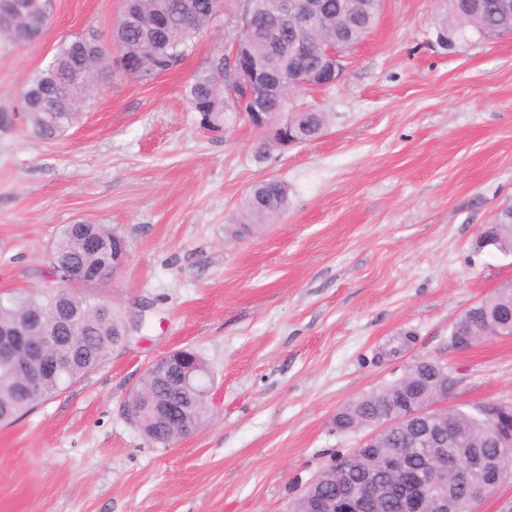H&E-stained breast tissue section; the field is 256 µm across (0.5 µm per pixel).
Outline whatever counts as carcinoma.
<instances>
[{
    "instance_id": "obj_1",
    "label": "carcinoma",
    "mask_w": 512,
    "mask_h": 512,
    "mask_svg": "<svg viewBox=\"0 0 512 512\" xmlns=\"http://www.w3.org/2000/svg\"><path fill=\"white\" fill-rule=\"evenodd\" d=\"M211 0H126L125 11L129 14L149 15L160 6H165L168 25L164 33L156 32L140 22L122 21L113 34V43L131 51L137 58L138 69L135 77L148 79L163 75L173 69L194 48V39L215 17L210 9ZM333 10L320 22V33L334 37L346 35L353 44L361 41L374 27L379 16V0H359L364 6L362 19L351 24L352 0H326ZM497 0H489L491 8L481 16L464 23L460 18L463 0H449L447 27L463 37L471 31L480 34L501 26L512 28V14L503 16L493 8ZM193 9L194 20L185 18L184 5ZM26 18L16 16L0 23V41L3 43L26 42ZM288 34L279 29L257 35L250 40L252 53L264 58L278 50ZM56 60L64 65L74 63L78 58L76 42L65 41L57 49ZM224 57L210 63L207 72L199 76L185 90L186 98L193 109L200 113L203 128L224 132L228 112L236 113L234 102L224 96L219 88L224 86ZM60 77L42 70L34 76L29 86L42 93L39 103L22 108L25 123L44 138H53L64 132L74 122L70 112L74 103L84 100L94 87L88 82L58 92ZM296 124L311 141L319 137L329 122L325 112L305 111L294 116ZM288 206V188L276 180H266L250 192L247 208L258 222H269L282 214ZM117 233L103 224H88L84 234H77L70 225L64 224L54 238L49 256L71 258L84 272L104 271L112 273V238ZM96 238L101 247L92 250L86 247L85 238ZM481 241L503 253H512V217L503 214L499 221L483 228ZM57 304V295L45 290H33L18 296H0V327L23 325L35 312L47 316ZM69 310L77 312L79 321L70 335L66 336L65 349L72 359L65 370L55 379L43 381L30 389H23L19 374L3 365L0 366V421L12 423L25 413L76 383L85 374L97 367L106 357L112 345L121 337L112 335V327L119 321L112 315V308L72 290L67 294ZM470 317L463 326L461 336L465 345L474 346L484 341L492 332L501 331L498 315L512 321V288L504 285L492 295L468 310ZM432 365L424 360L411 365L407 377L399 382L392 381L376 391L366 393L337 411L334 421L348 427H355L368 421L378 412L390 414L401 409L400 394L416 397L421 392H437L432 380ZM176 395V388L157 381L152 376L144 378L133 393L134 401L166 400ZM484 418L478 414L459 409L448 411V428L454 436L450 451L459 459L475 450L489 455L498 451L483 439Z\"/></svg>"
}]
</instances>
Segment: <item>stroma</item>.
Masks as SVG:
<instances>
[{
    "label": "stroma",
    "mask_w": 512,
    "mask_h": 512,
    "mask_svg": "<svg viewBox=\"0 0 512 512\" xmlns=\"http://www.w3.org/2000/svg\"><path fill=\"white\" fill-rule=\"evenodd\" d=\"M244 0L174 71L113 73L55 138L27 128L23 91L58 46L111 42L122 0H54L33 42L0 47V294L49 282L61 225L129 244L107 298L128 332L105 359L0 425V512H286L359 437L336 411L427 359L457 378L451 406L512 400V336L459 349L451 327L512 283V254L480 247L512 207V36L442 43L448 0H383L343 78L288 112L330 115L318 138L270 146L231 120L200 129L185 88L241 34ZM288 187L276 220L246 201ZM197 350L213 373L197 431L150 446L124 406L147 367ZM288 206V188L282 182L266 180L257 184L250 192L247 208L258 222H270L282 214Z\"/></svg>",
    "instance_id": "stroma-1"
}]
</instances>
